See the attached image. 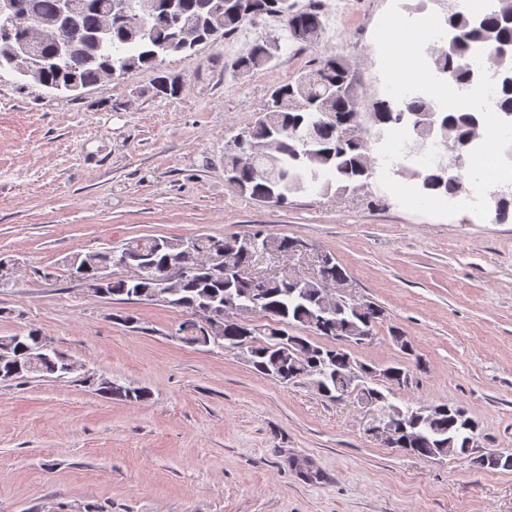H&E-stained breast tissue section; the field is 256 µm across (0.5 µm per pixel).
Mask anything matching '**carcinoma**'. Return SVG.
<instances>
[{
  "label": "carcinoma",
  "mask_w": 512,
  "mask_h": 512,
  "mask_svg": "<svg viewBox=\"0 0 512 512\" xmlns=\"http://www.w3.org/2000/svg\"><path fill=\"white\" fill-rule=\"evenodd\" d=\"M13 23V39L25 40L49 32L57 17L58 0H18ZM73 38L76 50L57 54V45L41 41L38 54L45 60L42 84H67L86 89L107 78V72L129 77L145 66L157 68L153 90L157 97L174 98L182 89L181 78L159 68L165 57L183 52L188 42L218 45L234 34L243 23L263 14L278 16L286 30L297 27L306 35L304 42L314 43L321 32L318 11H293L289 0H241L243 16L229 10L226 0H175L181 22L169 17L165 0H126L125 14L134 18L125 22L112 10L113 0H75ZM472 13L456 11L448 16L458 32L448 48L431 58L432 65L456 82H471L470 71L462 66V52L479 47L499 70L512 72V56L501 49L512 44V26L498 8L482 15V26L471 24ZM268 43H258L251 52L233 64L240 75L264 67ZM348 64L335 56L323 60L292 83L274 90L260 117L246 129L254 149L253 158L243 157L229 146L224 168L232 173L233 190L284 207L291 194L320 184L321 191L332 187L345 190L368 177L371 157L364 140L352 134L360 125L359 104L341 92L340 83L349 78ZM379 134L393 126L408 128L407 156H420L429 145L453 142L457 150V169L465 164L474 125H483L480 113L461 111L437 112L431 99L421 97L406 101L381 100L373 112ZM414 177L426 186L425 194L453 196L461 186V174H448L438 166L420 168ZM255 240L266 251L279 254L294 251L296 240L265 236L260 232L218 238L196 237V252L204 259L211 247L220 244L229 261L246 268L255 264L252 249L244 241ZM181 239L167 237L135 238L120 247L126 265L141 270L142 278L132 284L123 279L106 283L98 297L118 301L156 302L172 309L211 308L212 319L201 324L190 318L178 325L180 341L189 346L210 345L229 349L247 346V360L259 375L281 384L307 380L316 391L331 401L347 397V381L342 372L351 360L340 346L318 344L310 335L335 340L358 331L369 333L384 320L380 306L365 308L360 304L343 313L327 311L322 305V281L347 277L346 271L333 262L318 268V273L296 285L285 275L254 279L226 280L222 275L190 271L170 288L161 289L157 272L177 253ZM108 251H93L70 258L69 271L86 268L94 274ZM250 317L263 320L243 335ZM299 327L302 336L291 332ZM42 333L29 329L25 333L0 336V380L39 378L65 374L57 355L42 357L37 343ZM389 386L373 388L372 397L384 407H392L387 393L395 387L413 383L408 366L396 363L386 367ZM105 392L113 397L144 401L149 393L141 388L106 383ZM417 409L406 407L398 422L407 428L415 454L426 458L470 456V441L475 433L467 427L470 417L464 409L443 404L429 418L415 415Z\"/></svg>",
  "instance_id": "carcinoma-1"
}]
</instances>
